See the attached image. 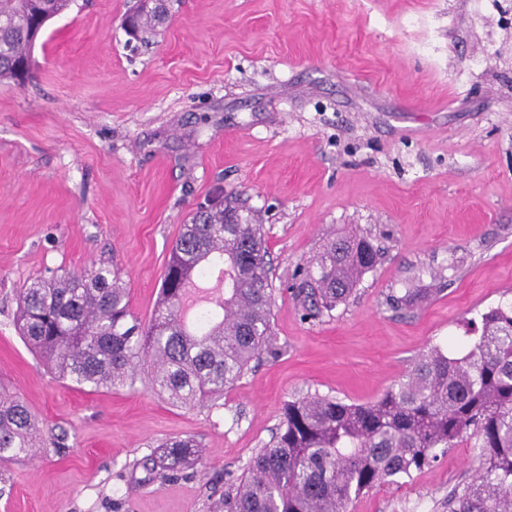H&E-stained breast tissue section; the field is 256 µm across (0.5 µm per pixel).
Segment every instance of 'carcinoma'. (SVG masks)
Instances as JSON below:
<instances>
[{"label":"carcinoma","instance_id":"carcinoma-1","mask_svg":"<svg viewBox=\"0 0 512 512\" xmlns=\"http://www.w3.org/2000/svg\"><path fill=\"white\" fill-rule=\"evenodd\" d=\"M70 0H0V81L22 82L30 22H48ZM168 4L138 8L135 33L166 23ZM234 202L193 215L172 244L149 323L130 308L129 291L106 265L23 284L14 325L60 380L94 389L133 385L151 359L149 389L175 406L220 398L270 347L274 296L262 225ZM363 236L340 235L312 259L308 295L330 311L376 264ZM473 441L478 468L456 485L449 512H512V304L482 314L479 336L461 351L433 348L375 401L354 404L318 394L284 404L268 442L224 496L227 512H350L360 496L411 476L437 450ZM41 430L27 403L0 391V462L29 455ZM200 461L197 443L168 440L156 466L178 471Z\"/></svg>","mask_w":512,"mask_h":512}]
</instances>
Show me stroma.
Wrapping results in <instances>:
<instances>
[{"label":"stroma","instance_id":"35a3bbf8","mask_svg":"<svg viewBox=\"0 0 512 512\" xmlns=\"http://www.w3.org/2000/svg\"><path fill=\"white\" fill-rule=\"evenodd\" d=\"M136 3L72 0L26 83L0 82V388L44 442L0 465V512H224L286 402L373 401L512 302V0H169L146 46ZM218 197L264 226L275 353L191 408L47 373L15 329L22 284L110 264L149 322L182 225ZM348 232L376 266L307 311L304 269ZM409 288L426 300L396 304ZM176 436L201 462L148 472ZM477 466L461 442L351 512H448Z\"/></svg>","mask_w":512,"mask_h":512}]
</instances>
